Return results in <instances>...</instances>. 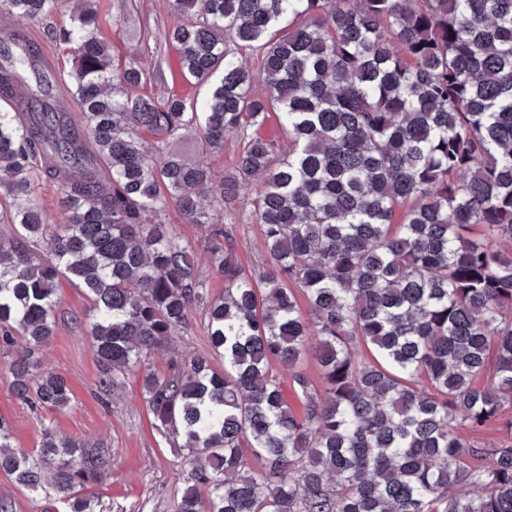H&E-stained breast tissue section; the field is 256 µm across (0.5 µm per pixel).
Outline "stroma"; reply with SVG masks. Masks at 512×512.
Segmentation results:
<instances>
[{
	"instance_id": "35a3bbf8",
	"label": "stroma",
	"mask_w": 512,
	"mask_h": 512,
	"mask_svg": "<svg viewBox=\"0 0 512 512\" xmlns=\"http://www.w3.org/2000/svg\"><path fill=\"white\" fill-rule=\"evenodd\" d=\"M169 13V0H124L121 23L104 26V35L120 60L135 62L145 72L156 74V81L147 84L146 90L158 98L175 91L171 67L177 52L163 41ZM26 35L40 53L21 72L20 95H36L40 79H49L57 102L64 105L69 115H77V103L60 80L62 71L68 67L65 47L53 41L41 24L28 26ZM237 254L246 274L254 276L264 270L266 253L260 225H240ZM89 307L81 289L62 283L57 331L42 352L44 369L68 382L73 393L70 407L61 412L31 408L15 397L12 377L0 366V417L10 422L13 444L24 452L39 448L43 430L48 426L60 437L108 448L107 478L87 491L90 512H172L187 485L189 466L184 455L174 451L168 436L154 427L140 395L138 378H129L125 387L114 394L100 391L95 350L78 325ZM190 322L188 335L176 339L173 349L153 354L152 368L166 371L175 350L190 356L210 354L203 314L192 311ZM0 500L7 502L8 512L67 509L54 488L48 486L33 492L17 486L2 472Z\"/></svg>"
}]
</instances>
